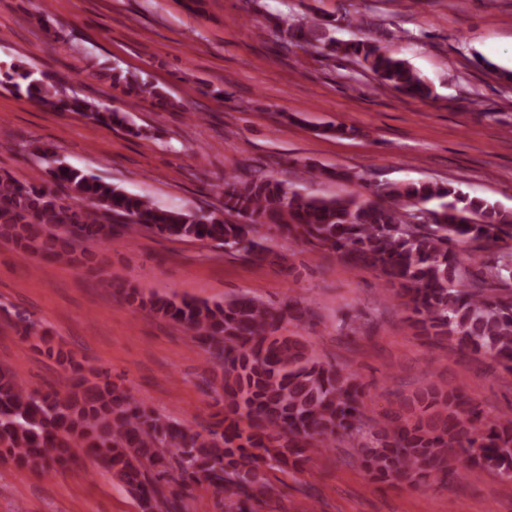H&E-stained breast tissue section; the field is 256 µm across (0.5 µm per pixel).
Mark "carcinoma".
<instances>
[{
  "instance_id": "cac0c4a2",
  "label": "carcinoma",
  "mask_w": 512,
  "mask_h": 512,
  "mask_svg": "<svg viewBox=\"0 0 512 512\" xmlns=\"http://www.w3.org/2000/svg\"><path fill=\"white\" fill-rule=\"evenodd\" d=\"M329 52L373 74L381 86L427 99L431 89L410 66L369 39L327 44ZM127 108L104 110L66 93L22 61L0 65V87L97 125L135 133L128 113L141 102L169 105L167 92L112 69ZM47 184L0 178V233L21 249L73 260L80 241L107 242L123 231L199 240L261 264L279 239L299 241L356 270H372L384 295L403 299L430 345L491 360L512 374V267L489 253L512 241V210L453 185L378 183L372 196L321 197L265 174L224 178L219 211L165 209L34 148ZM471 246L485 271L459 258ZM139 308L191 333L224 371V416L207 434L148 410L107 373L65 390L32 389L0 370V457L33 470L66 468L85 448L134 496L139 512H179L182 489L224 496L225 512H258L279 489L264 469L299 470L350 441L373 479L426 486L472 468L512 479V413L493 418L461 387L431 386L410 413L366 428L362 384L349 368L320 360L299 336L283 333L302 313L247 293L222 303L151 297Z\"/></svg>"
}]
</instances>
